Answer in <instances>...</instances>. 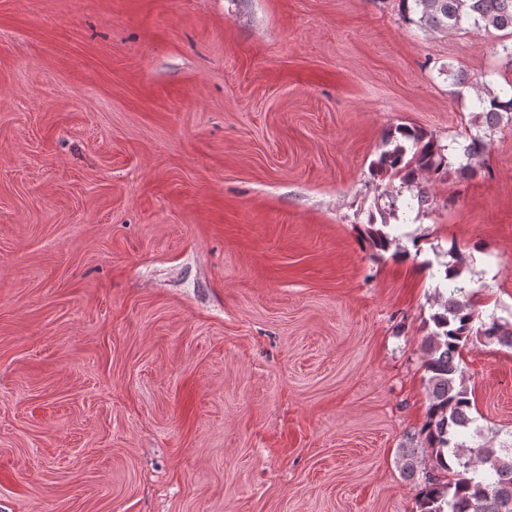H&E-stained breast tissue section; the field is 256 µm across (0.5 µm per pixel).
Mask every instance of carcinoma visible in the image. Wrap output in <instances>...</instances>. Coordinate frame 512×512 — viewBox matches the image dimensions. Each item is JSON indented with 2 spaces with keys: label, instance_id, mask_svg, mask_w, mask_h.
I'll use <instances>...</instances> for the list:
<instances>
[{
  "label": "carcinoma",
  "instance_id": "cac0c4a2",
  "mask_svg": "<svg viewBox=\"0 0 512 512\" xmlns=\"http://www.w3.org/2000/svg\"><path fill=\"white\" fill-rule=\"evenodd\" d=\"M404 17L433 31H451L465 26L472 30L512 31V0H401ZM476 90L475 120L492 128L503 115L512 112V82L497 91L481 85ZM375 164L376 174L405 184L416 183L421 173L437 174L448 168V156L433 138L407 126H398L385 140ZM485 150L483 137L468 135L456 158L460 169H471V162ZM419 191L407 201L390 197V209L422 207ZM374 248L386 251L396 237L382 228L370 231ZM461 289L452 288L438 310L430 315L433 329L424 342L425 371L428 375L429 404L426 420L418 431L429 449L433 468L447 475H426L418 501L419 512H512V448L499 449L485 444L471 447L462 436L475 422L470 416L472 401L460 367L461 349L473 335L487 344L512 347V325L491 319L473 329L472 302L460 299Z\"/></svg>",
  "mask_w": 512,
  "mask_h": 512
}]
</instances>
